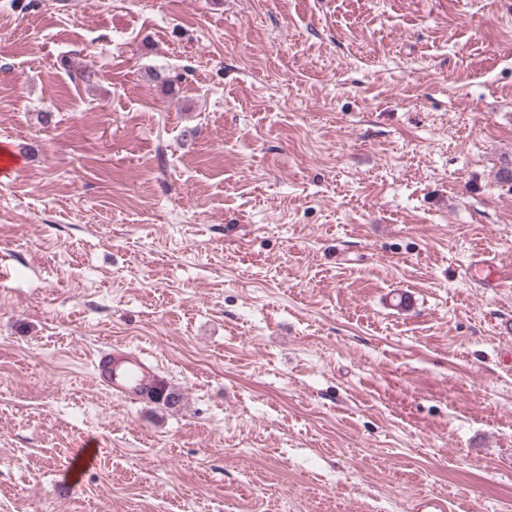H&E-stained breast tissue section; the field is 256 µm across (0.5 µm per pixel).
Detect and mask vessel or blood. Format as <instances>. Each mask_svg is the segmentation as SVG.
Masks as SVG:
<instances>
[{
  "label": "vessel or blood",
  "mask_w": 512,
  "mask_h": 512,
  "mask_svg": "<svg viewBox=\"0 0 512 512\" xmlns=\"http://www.w3.org/2000/svg\"><path fill=\"white\" fill-rule=\"evenodd\" d=\"M94 376L111 396L130 402L156 396L158 377L142 351L127 346H107L94 356Z\"/></svg>",
  "instance_id": "1"
}]
</instances>
